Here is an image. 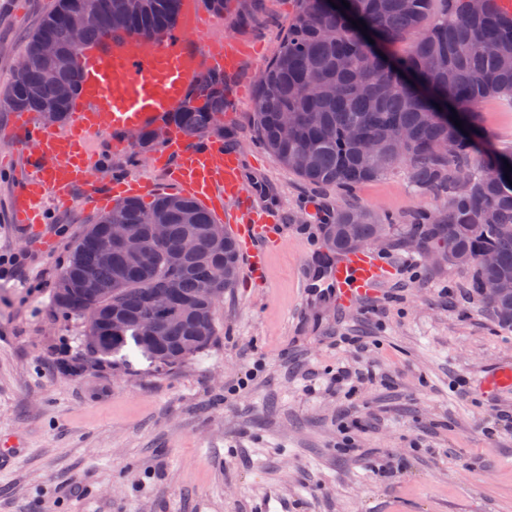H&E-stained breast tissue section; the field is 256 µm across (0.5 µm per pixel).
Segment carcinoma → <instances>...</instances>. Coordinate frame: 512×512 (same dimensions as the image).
Listing matches in <instances>:
<instances>
[{"label": "carcinoma", "instance_id": "1", "mask_svg": "<svg viewBox=\"0 0 512 512\" xmlns=\"http://www.w3.org/2000/svg\"><path fill=\"white\" fill-rule=\"evenodd\" d=\"M469 0H347L332 12L328 0H298L278 54L259 81L253 124L259 141L290 172L313 185L351 189L370 182L399 163L411 167L415 186L442 197L436 216L418 214L395 245L417 239L421 251L449 248L469 260L472 288L485 281L512 278V185L506 165L512 151L492 150L475 161V142L483 139L481 104L489 98L512 102V19L493 0L472 13ZM74 10L93 14L97 26L83 43L124 33L153 38L176 27L179 0H56L26 42L35 54L45 35L68 50L58 68L78 89L77 50L71 49L66 17ZM366 23L382 46L369 48L350 19ZM417 39L402 52L396 47ZM189 104L170 121L191 137L214 131L213 117L224 112V79L205 76L189 92ZM3 101L14 112L42 114L57 109V122L71 100L60 101L54 84L36 65L12 76ZM455 111L463 128L443 119ZM168 224V236L152 238V219ZM127 224L145 244L137 260L112 249V262L100 263L107 226ZM216 221L193 201L170 193L150 205L138 199L117 203L82 231L70 250L53 295L62 315L86 320L92 337L84 362L97 366L111 357L124 364L138 353L156 370H172L217 340L216 304L235 287L239 255L230 233L224 246L208 235ZM382 226L366 208L336 207L323 225L332 253L365 245ZM196 233V250L187 256L181 241ZM86 268L97 270L98 287L78 288L74 279ZM167 294L185 306L169 319L163 340L154 342L138 328L153 313L149 296ZM498 322L512 326V296L486 300Z\"/></svg>", "mask_w": 512, "mask_h": 512}]
</instances>
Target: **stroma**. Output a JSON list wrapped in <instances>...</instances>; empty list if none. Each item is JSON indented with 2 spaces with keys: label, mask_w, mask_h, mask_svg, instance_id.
Wrapping results in <instances>:
<instances>
[{
  "label": "stroma",
  "mask_w": 512,
  "mask_h": 512,
  "mask_svg": "<svg viewBox=\"0 0 512 512\" xmlns=\"http://www.w3.org/2000/svg\"><path fill=\"white\" fill-rule=\"evenodd\" d=\"M54 3L0 0V88ZM296 11L297 0H226L203 13L213 35L260 49L229 78L218 138L243 156L283 243L266 282L243 274L225 293L217 341L167 372L137 360L63 375L85 323L55 311L54 289L99 211L46 200L54 249L24 242L9 218L22 160L0 100V255L17 267L0 280V435L22 444L0 462V512H254L263 501L273 512H512V424L501 420L512 390L482 385L512 362V326L469 292V271L391 246L374 294L344 307L327 281L322 226L335 207L375 211L394 239L439 198L412 188L405 163L349 191L312 186L257 141L256 88ZM481 120L485 145L512 148L511 106L487 100ZM117 173L169 191L150 153L101 149L94 179ZM341 367L357 375L352 392L329 385ZM76 481L89 496H73Z\"/></svg>",
  "instance_id": "35a3bbf8"
}]
</instances>
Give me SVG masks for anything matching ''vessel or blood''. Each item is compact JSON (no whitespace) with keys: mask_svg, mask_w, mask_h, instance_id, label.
I'll return each instance as SVG.
<instances>
[{"mask_svg":"<svg viewBox=\"0 0 512 512\" xmlns=\"http://www.w3.org/2000/svg\"><path fill=\"white\" fill-rule=\"evenodd\" d=\"M176 29L158 39L119 43L106 38L98 48L80 49L82 81L68 122L53 129L28 117L18 123L13 140L31 174L15 189L10 221L38 247L51 244L40 209L45 197L64 206L80 197L96 206L145 193V185L123 177L95 181L90 143L124 145L130 133L163 130L164 116L184 103L189 85L209 66L219 64L228 75L236 70L241 48L231 43L220 50L213 47L195 0H181ZM155 162L173 190L225 218L248 257L250 274L263 279L267 255L282 239L253 206L237 152L215 140L194 141L174 132L166 134ZM327 278L337 300L347 304L375 292L386 279V268L371 251L341 253Z\"/></svg>","mask_w":512,"mask_h":512,"instance_id":"b4317fda","label":"vessel or blood"}]
</instances>
